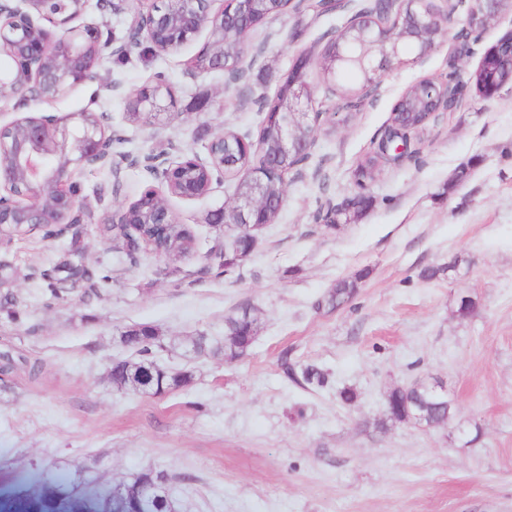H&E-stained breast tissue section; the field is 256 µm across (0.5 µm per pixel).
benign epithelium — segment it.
<instances>
[{
  "label": "benign epithelium",
  "instance_id": "benign-epithelium-1",
  "mask_svg": "<svg viewBox=\"0 0 512 512\" xmlns=\"http://www.w3.org/2000/svg\"><path fill=\"white\" fill-rule=\"evenodd\" d=\"M267 0H224L221 9L200 7L199 0H137V12L128 41L112 49L126 55L141 39L158 53L171 52L203 28L210 30L211 40L197 55L187 60L209 62L208 69L229 71L216 51L218 34L232 33L237 38V62H242L246 42L256 29ZM391 20L380 22L377 12L364 7L355 12L332 37L318 63L330 68L346 58L351 44L373 46L372 53H362L364 73L360 99L370 96L381 78L395 68L394 60L407 42H414L417 58L430 54L437 46L442 27L432 25L433 0H388ZM87 0H0V55L9 65L0 69V97L16 96L24 103L53 102L97 75L96 68L105 59L108 47L94 43L95 28L73 25L86 8ZM474 17L497 19L501 0H471ZM482 58L497 69L512 75V30L486 49ZM310 59L301 56L294 62L283 109L268 112L265 122L277 126L278 140L266 156L264 168L247 172L235 185L231 204L212 214L216 224H272L281 211L286 194L287 174L305 161L315 143L324 112L316 107L307 93L302 72ZM422 118L398 102L391 114L390 128L380 139L377 159L400 163L411 153L414 135L438 112H446L460 99L459 85L446 79H425ZM137 113L151 119L174 111L175 95L163 80L139 89L132 97ZM62 157L61 164L44 169L42 148L47 140ZM252 142L248 137L226 133L209 143V160L194 155L173 161L164 154L146 157L147 168L164 183L168 192L192 200L206 194L213 184L217 164L214 148H224L230 156L245 150ZM112 167V176L121 165L112 161V135L90 122L88 111L62 116L41 114L25 116L0 126V244L14 237L53 226V235L63 234L75 223V190L70 184L74 171L85 166ZM103 224H155L162 228L161 239L151 251L168 255L165 226L172 223L166 199L158 192L142 196L126 208L112 210Z\"/></svg>",
  "mask_w": 512,
  "mask_h": 512
}]
</instances>
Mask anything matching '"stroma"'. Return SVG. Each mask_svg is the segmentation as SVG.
<instances>
[{"mask_svg": "<svg viewBox=\"0 0 512 512\" xmlns=\"http://www.w3.org/2000/svg\"><path fill=\"white\" fill-rule=\"evenodd\" d=\"M370 0L313 13L290 0L258 26L244 77L187 71L209 41L201 30L178 50L142 61L109 59L96 78L47 104L55 113L88 106L107 112L114 152L129 157L119 177L89 167L72 176L91 221L47 239L35 231L0 246L13 298L0 307V352L10 349L46 371L0 374V491L13 477L53 463L66 475L99 474L114 485L147 466L165 470L181 512H512V91L484 100L470 80L483 52L512 30L501 13L466 56H457L470 0H434L452 10V33L436 50L382 78L372 98L338 113L336 92L310 68L318 108L332 113L308 160L287 177L286 202L257 232L250 257L216 275L208 265L233 230L210 221L232 200L235 182H215L192 200L167 203L196 239L177 261L151 251L128 258L123 240L96 218L129 205L156 180L145 157H206L208 144L234 132L257 139L272 97L298 56L317 58L347 19ZM88 0L83 22L102 40L126 38L136 10L120 0L101 10ZM456 72L462 102L436 113L413 157L356 171L405 90ZM122 89H105L108 78ZM172 87L175 117L133 123V93L157 78ZM373 196L354 221L327 228L328 205L358 190ZM78 243L85 266L108 270L100 296L71 292L51 300L40 288L60 254ZM456 262L426 280L423 269ZM341 278L358 282L341 309L325 299ZM474 305L460 319L461 299ZM250 307L259 323L249 354L232 363L184 356L182 344L224 338V319ZM154 325L168 345L161 366L189 371L183 390L154 397L126 393L108 378L112 360H135L119 334ZM315 366L325 387L288 378ZM416 381L442 382L457 411L447 425L413 421L379 431L386 396Z\"/></svg>", "mask_w": 512, "mask_h": 512, "instance_id": "35a3bbf8", "label": "stroma"}]
</instances>
